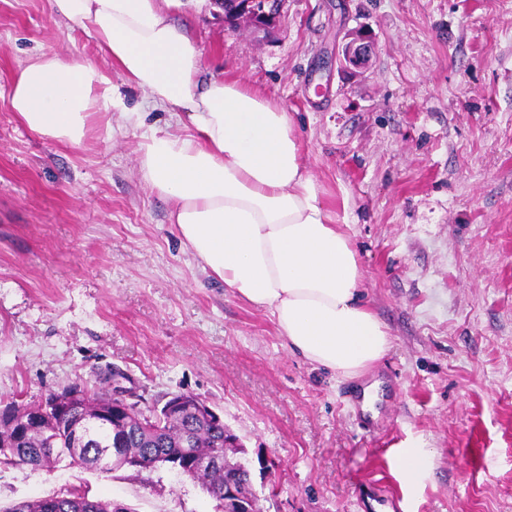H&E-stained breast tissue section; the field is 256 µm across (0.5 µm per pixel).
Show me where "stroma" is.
<instances>
[{"label":"stroma","mask_w":512,"mask_h":512,"mask_svg":"<svg viewBox=\"0 0 512 512\" xmlns=\"http://www.w3.org/2000/svg\"><path fill=\"white\" fill-rule=\"evenodd\" d=\"M201 78L241 80L283 106L321 201L345 213L363 299L392 346L340 378L288 349L180 242L138 172L126 112L168 111L109 66L49 0H0V403L37 404L120 371L140 406L187 392L245 450L263 512H512V0H282L272 33L225 27L213 0L169 15ZM369 28L360 68L336 54ZM107 70L124 110L73 147L8 102L34 55ZM384 386L377 432L351 388ZM421 444L428 471L396 473ZM132 512H216L168 470L0 464V507L72 489Z\"/></svg>","instance_id":"35a3bbf8"}]
</instances>
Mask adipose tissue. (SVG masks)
Returning a JSON list of instances; mask_svg holds the SVG:
<instances>
[{"mask_svg":"<svg viewBox=\"0 0 512 512\" xmlns=\"http://www.w3.org/2000/svg\"><path fill=\"white\" fill-rule=\"evenodd\" d=\"M82 29L178 132L141 124L145 185L171 205L184 246L239 298L266 310L289 349L343 378L359 377L391 347L364 304L353 242L319 199L283 106L243 82L198 79L200 52L166 11L182 0H49ZM109 75L54 52L30 60L11 84L13 112L29 130L80 146Z\"/></svg>","mask_w":512,"mask_h":512,"instance_id":"ef3b65f1","label":"adipose tissue"}]
</instances>
